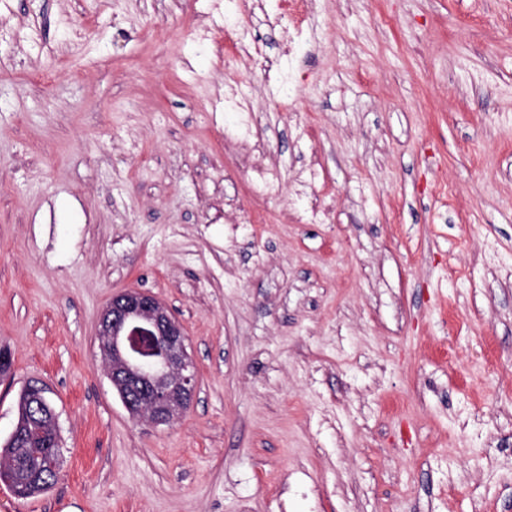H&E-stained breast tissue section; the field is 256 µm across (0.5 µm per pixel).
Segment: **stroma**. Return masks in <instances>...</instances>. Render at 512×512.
I'll return each mask as SVG.
<instances>
[{
    "mask_svg": "<svg viewBox=\"0 0 512 512\" xmlns=\"http://www.w3.org/2000/svg\"><path fill=\"white\" fill-rule=\"evenodd\" d=\"M253 1L0 0V442L39 381L63 446L0 512H512V0H315L292 45ZM128 289L187 335L171 426L99 353ZM224 100L240 112L239 122L235 129L237 137L245 140L251 138L254 127V113L247 94L241 91L239 84L228 85L224 90Z\"/></svg>",
    "mask_w": 512,
    "mask_h": 512,
    "instance_id": "1",
    "label": "stroma"
}]
</instances>
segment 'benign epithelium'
<instances>
[{
  "label": "benign epithelium",
  "mask_w": 512,
  "mask_h": 512,
  "mask_svg": "<svg viewBox=\"0 0 512 512\" xmlns=\"http://www.w3.org/2000/svg\"><path fill=\"white\" fill-rule=\"evenodd\" d=\"M97 340L107 375L136 423L169 426L191 408L196 365L180 321L154 295L138 289L112 296L100 314ZM31 439L43 434L44 387L28 385Z\"/></svg>",
  "instance_id": "1"
}]
</instances>
